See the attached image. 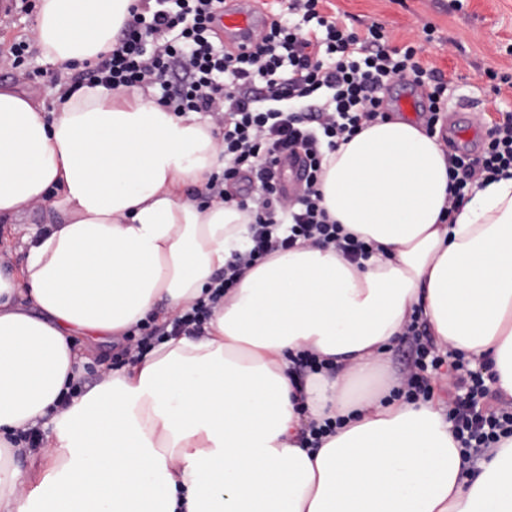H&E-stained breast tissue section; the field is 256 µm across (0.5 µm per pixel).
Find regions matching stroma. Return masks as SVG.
Masks as SVG:
<instances>
[{
	"mask_svg": "<svg viewBox=\"0 0 512 512\" xmlns=\"http://www.w3.org/2000/svg\"><path fill=\"white\" fill-rule=\"evenodd\" d=\"M322 8L361 25L381 23L391 46L423 47V61L451 82L455 97L473 101L485 124L512 111V87L500 81L512 75V0H324ZM24 66L33 71L32 79L18 81L14 69L0 65V83L23 84L47 104L55 97L57 79L78 70L74 64H48L38 53L27 55ZM56 217L45 206L21 215L16 223H0V253L8 255L11 270L22 264L30 230H45Z\"/></svg>",
	"mask_w": 512,
	"mask_h": 512,
	"instance_id": "stroma-1",
	"label": "stroma"
}]
</instances>
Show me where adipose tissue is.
Instances as JSON below:
<instances>
[{
	"mask_svg": "<svg viewBox=\"0 0 512 512\" xmlns=\"http://www.w3.org/2000/svg\"><path fill=\"white\" fill-rule=\"evenodd\" d=\"M137 0H40L47 63L110 52ZM211 122L152 92L0 86V222L48 204L19 271L0 269V512H512V436L477 465L441 400L391 397L412 317L487 364L512 402V176L451 197L423 125H365L325 153L322 207L370 243L357 264L307 243L249 269L200 336H173L69 397L76 339L123 342L202 297L252 247L251 217L204 203L224 160ZM308 350L336 372L297 381ZM345 418L311 451L310 422ZM53 435L15 463L13 436Z\"/></svg>",
	"mask_w": 512,
	"mask_h": 512,
	"instance_id": "ef3b65f1",
	"label": "adipose tissue"
}]
</instances>
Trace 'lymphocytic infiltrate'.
Here are the masks:
<instances>
[{
    "label": "lymphocytic infiltrate",
    "instance_id": "obj_1",
    "mask_svg": "<svg viewBox=\"0 0 512 512\" xmlns=\"http://www.w3.org/2000/svg\"><path fill=\"white\" fill-rule=\"evenodd\" d=\"M320 0H288L241 51L226 49L214 25L225 0H139L115 48L69 79L71 89L103 85L113 90L153 88L157 101L181 115L212 117L224 146V170L211 174L208 202L235 203L249 211L253 246L219 272L207 298L198 299L167 325L141 324L128 331L141 353L167 335L202 334L216 305L245 272L275 251L298 241L334 246L353 260L368 259L371 245L330 220L318 189L325 151L336 150L368 122L387 119L384 92L402 81L426 91V132L435 135L448 103L443 74L421 61L422 47H390L384 26L352 31L321 14ZM303 153L309 172L301 194L283 199L277 163L283 152ZM453 202L477 183L512 173V113L488 131L475 155L448 156ZM247 179L245 192L229 185ZM411 372L398 396L429 399L433 384L448 381V420L464 455H479L512 434V403L491 404L482 370L464 356L445 359L418 322H410Z\"/></svg>",
    "mask_w": 512,
    "mask_h": 512
}]
</instances>
